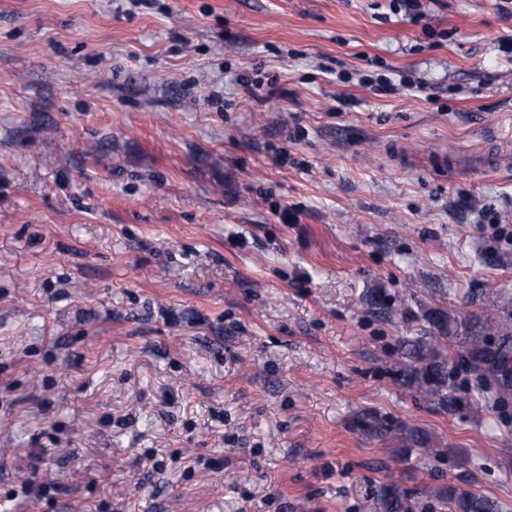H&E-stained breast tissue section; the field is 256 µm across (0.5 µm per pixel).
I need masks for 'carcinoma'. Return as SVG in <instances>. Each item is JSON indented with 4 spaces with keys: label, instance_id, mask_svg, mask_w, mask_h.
<instances>
[{
    "label": "carcinoma",
    "instance_id": "cac0c4a2",
    "mask_svg": "<svg viewBox=\"0 0 512 512\" xmlns=\"http://www.w3.org/2000/svg\"><path fill=\"white\" fill-rule=\"evenodd\" d=\"M424 317L428 335L402 341V355L411 369V381L438 405L452 410L458 399L449 381L448 365L472 372L494 385L501 396L512 394V313L503 316L469 315L464 320L430 308ZM448 512H503L497 498L459 489L437 490ZM377 512H409L411 505L397 486L384 484L376 498Z\"/></svg>",
    "mask_w": 512,
    "mask_h": 512
}]
</instances>
